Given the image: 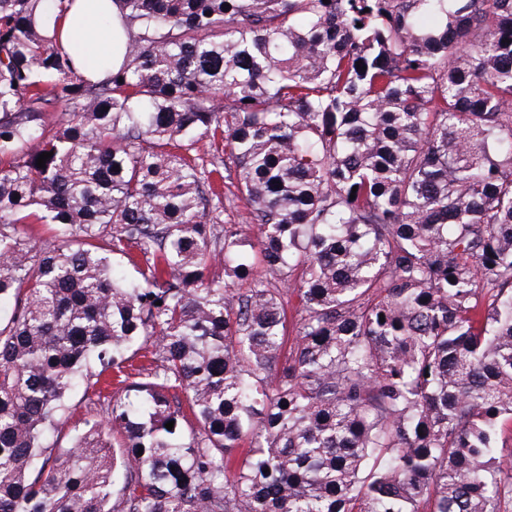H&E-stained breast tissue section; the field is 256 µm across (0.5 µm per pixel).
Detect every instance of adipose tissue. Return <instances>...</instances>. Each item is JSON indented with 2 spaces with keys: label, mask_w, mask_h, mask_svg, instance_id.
I'll use <instances>...</instances> for the list:
<instances>
[{
  "label": "adipose tissue",
  "mask_w": 512,
  "mask_h": 512,
  "mask_svg": "<svg viewBox=\"0 0 512 512\" xmlns=\"http://www.w3.org/2000/svg\"><path fill=\"white\" fill-rule=\"evenodd\" d=\"M44 14L54 17L62 31L68 35V51L80 63L82 71L104 70L114 59L120 31L105 24L106 14L113 12L110 0H76L72 9L58 14L55 0H44Z\"/></svg>",
  "instance_id": "1"
}]
</instances>
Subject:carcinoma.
Instances as JSON below:
<instances>
[{"mask_svg":"<svg viewBox=\"0 0 512 512\" xmlns=\"http://www.w3.org/2000/svg\"><path fill=\"white\" fill-rule=\"evenodd\" d=\"M41 2L0 0V512H512V0H114L103 77Z\"/></svg>","mask_w":512,"mask_h":512,"instance_id":"cac0c4a2","label":"carcinoma"}]
</instances>
